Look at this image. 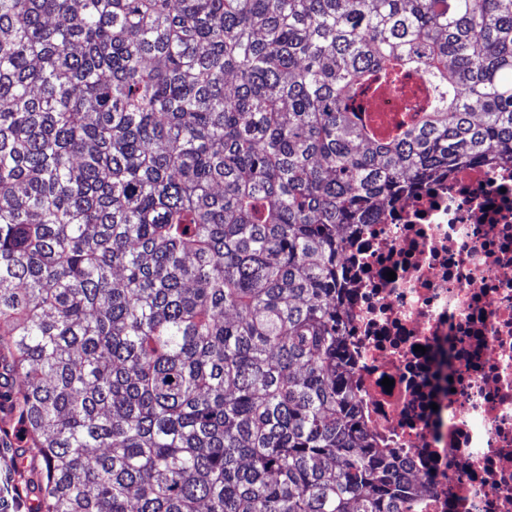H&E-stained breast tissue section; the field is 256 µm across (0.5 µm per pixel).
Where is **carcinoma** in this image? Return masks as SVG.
Returning a JSON list of instances; mask_svg holds the SVG:
<instances>
[{
  "label": "carcinoma",
  "mask_w": 512,
  "mask_h": 512,
  "mask_svg": "<svg viewBox=\"0 0 512 512\" xmlns=\"http://www.w3.org/2000/svg\"><path fill=\"white\" fill-rule=\"evenodd\" d=\"M413 72L409 122L364 96ZM512 159V0H0V356L38 512H415L344 231Z\"/></svg>",
  "instance_id": "carcinoma-1"
}]
</instances>
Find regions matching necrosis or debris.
<instances>
[{"label": "necrosis or debris", "mask_w": 512, "mask_h": 512, "mask_svg": "<svg viewBox=\"0 0 512 512\" xmlns=\"http://www.w3.org/2000/svg\"><path fill=\"white\" fill-rule=\"evenodd\" d=\"M384 213L344 259L359 421L422 512H512V161L460 166Z\"/></svg>", "instance_id": "necrosis-or-debris-1"}]
</instances>
